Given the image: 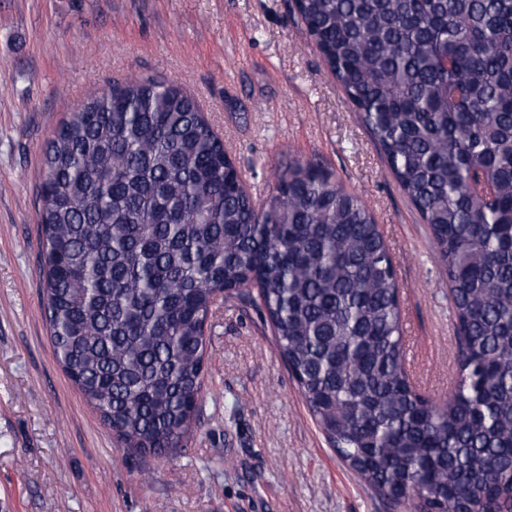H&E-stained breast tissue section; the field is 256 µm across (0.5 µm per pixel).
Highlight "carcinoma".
<instances>
[{"mask_svg": "<svg viewBox=\"0 0 512 512\" xmlns=\"http://www.w3.org/2000/svg\"><path fill=\"white\" fill-rule=\"evenodd\" d=\"M428 224L458 339L448 399L406 371L399 286L365 200L310 160L260 207L195 101L129 78L75 107L40 173L56 358L128 452L183 447L223 289L348 467L404 512H512V0H297Z\"/></svg>", "mask_w": 512, "mask_h": 512, "instance_id": "obj_1", "label": "carcinoma"}]
</instances>
